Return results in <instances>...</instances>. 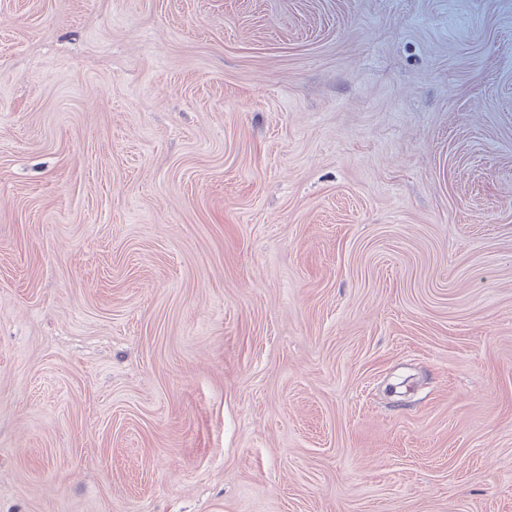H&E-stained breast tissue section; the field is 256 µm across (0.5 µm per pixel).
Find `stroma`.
Here are the masks:
<instances>
[{"mask_svg":"<svg viewBox=\"0 0 512 512\" xmlns=\"http://www.w3.org/2000/svg\"><path fill=\"white\" fill-rule=\"evenodd\" d=\"M0 512H512V0H0Z\"/></svg>","mask_w":512,"mask_h":512,"instance_id":"35a3bbf8","label":"stroma"}]
</instances>
